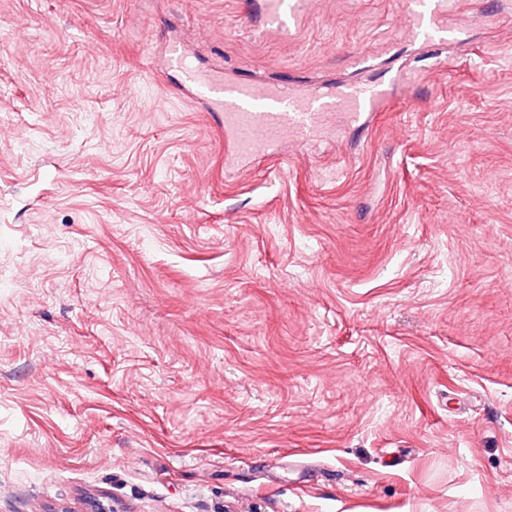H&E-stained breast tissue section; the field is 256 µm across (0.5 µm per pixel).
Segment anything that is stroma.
Returning a JSON list of instances; mask_svg holds the SVG:
<instances>
[{
  "instance_id": "stroma-1",
  "label": "stroma",
  "mask_w": 512,
  "mask_h": 512,
  "mask_svg": "<svg viewBox=\"0 0 512 512\" xmlns=\"http://www.w3.org/2000/svg\"><path fill=\"white\" fill-rule=\"evenodd\" d=\"M0 0V512H512V0ZM369 126L224 165L168 62ZM310 0H263L261 2L262 26L269 32L292 37V27L299 17L308 14ZM459 0L408 1L402 11L400 29L408 41L434 43L448 29V19L461 12Z\"/></svg>"
}]
</instances>
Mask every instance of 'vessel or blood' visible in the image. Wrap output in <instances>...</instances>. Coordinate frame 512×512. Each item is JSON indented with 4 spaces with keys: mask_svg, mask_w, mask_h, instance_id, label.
Masks as SVG:
<instances>
[{
    "mask_svg": "<svg viewBox=\"0 0 512 512\" xmlns=\"http://www.w3.org/2000/svg\"><path fill=\"white\" fill-rule=\"evenodd\" d=\"M310 8L311 0H262V25L291 36L297 19ZM460 10V0H408L400 19L402 35L409 41L435 42ZM183 74L219 118L225 165L242 169L264 158L271 143L283 136H308L339 114L359 124L366 113L387 110L392 100L390 86L384 85L342 84L301 92L285 83L229 80L189 66Z\"/></svg>",
    "mask_w": 512,
    "mask_h": 512,
    "instance_id": "vessel-or-blood-1",
    "label": "vessel or blood"
}]
</instances>
